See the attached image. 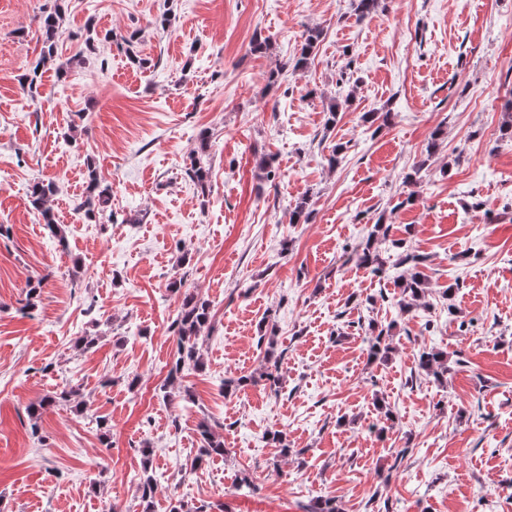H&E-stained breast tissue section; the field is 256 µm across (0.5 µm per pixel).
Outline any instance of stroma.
Listing matches in <instances>:
<instances>
[{"instance_id":"obj_1","label":"stroma","mask_w":512,"mask_h":512,"mask_svg":"<svg viewBox=\"0 0 512 512\" xmlns=\"http://www.w3.org/2000/svg\"><path fill=\"white\" fill-rule=\"evenodd\" d=\"M57 2L72 64L33 96L19 77ZM90 24L111 39L86 45ZM311 29L320 41L294 70ZM510 100L512 0H381L361 21L351 0H0V512H142L146 446L153 512H304L317 497L342 512H512ZM386 111V127L363 121ZM203 132L204 190L185 173ZM90 162L112 188L93 220L77 209ZM39 180L57 186L65 242L29 202ZM305 195L310 222L289 223ZM379 222L377 275L354 250ZM394 239L426 258L408 313ZM181 272L211 324L203 370L165 395L181 302L167 285ZM372 323L389 328L387 360L368 356ZM264 324L278 388L225 395V379L263 365ZM82 336L95 345L76 348ZM424 346L447 352L444 383L420 375ZM70 388L84 409L60 402L31 423L30 405ZM203 421L224 454L196 467ZM275 429L288 453L267 440ZM151 454L152 450L150 448L143 449V469L144 472L147 473L143 482L140 483L139 486V494L141 501L145 504L144 512H149L148 507L151 499L155 496L157 491V482L153 478L152 475L148 474L151 468Z\"/></svg>"}]
</instances>
